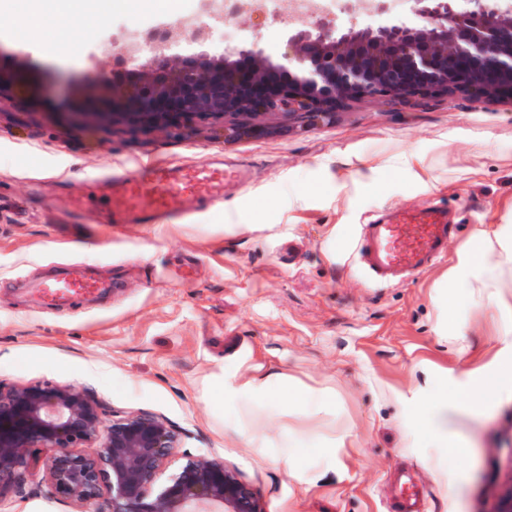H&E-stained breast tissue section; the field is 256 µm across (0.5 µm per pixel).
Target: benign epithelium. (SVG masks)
I'll use <instances>...</instances> for the list:
<instances>
[{
  "instance_id": "benign-epithelium-1",
  "label": "benign epithelium",
  "mask_w": 512,
  "mask_h": 512,
  "mask_svg": "<svg viewBox=\"0 0 512 512\" xmlns=\"http://www.w3.org/2000/svg\"><path fill=\"white\" fill-rule=\"evenodd\" d=\"M413 0L405 25L350 28L312 19L290 35L282 61L256 47L234 64L224 55L158 51L151 63L105 91L86 89L76 108L112 106V123L133 134L183 131L223 120L224 141L270 135L279 115L302 126L328 123L352 97L401 104L456 91L512 99L509 0ZM181 438L148 411L112 412L78 385L0 380V504L22 498L35 469L51 493L94 512H263L224 460L179 454Z\"/></svg>"
}]
</instances>
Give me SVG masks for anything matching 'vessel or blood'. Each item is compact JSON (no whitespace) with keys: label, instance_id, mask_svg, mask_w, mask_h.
Here are the masks:
<instances>
[{"label":"vessel or blood","instance_id":"1","mask_svg":"<svg viewBox=\"0 0 512 512\" xmlns=\"http://www.w3.org/2000/svg\"><path fill=\"white\" fill-rule=\"evenodd\" d=\"M250 178L248 164L220 156L194 166L149 162L99 175L92 192L66 196L64 212L74 223L96 207L106 224H180L193 210L223 199ZM457 229L441 209L397 210L388 223L365 225L356 261L376 284L403 281L443 258ZM99 286L97 279L75 265L64 277L42 283L41 288L47 300L59 303L92 295ZM397 481L400 494L392 512H425V498L411 477L404 473Z\"/></svg>","mask_w":512,"mask_h":512}]
</instances>
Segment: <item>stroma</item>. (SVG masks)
Segmentation results:
<instances>
[{
  "label": "stroma",
  "instance_id": "35a3bbf8",
  "mask_svg": "<svg viewBox=\"0 0 512 512\" xmlns=\"http://www.w3.org/2000/svg\"><path fill=\"white\" fill-rule=\"evenodd\" d=\"M116 12L72 33L54 54L0 43V380L80 385L103 408L150 411L183 451L223 458L264 512H390L408 471L427 512H496L512 490V391L468 408L467 370L498 348L501 320L481 284L451 293L449 271L477 234L512 225V100L467 93L394 106L355 98L332 123L232 143L203 133L132 136L87 122L66 84L113 79ZM243 48L278 59L287 21L241 15ZM243 161L251 182L183 224L70 223L60 197L87 178L152 158ZM449 207L448 256L412 281L378 288L351 261L362 225L395 207ZM105 282L93 299L45 303L35 287L71 265ZM289 378L334 404L299 412ZM448 394L466 451L404 433L398 393ZM345 435L341 450L334 439ZM5 512H74L40 477Z\"/></svg>",
  "mask_w": 512,
  "mask_h": 512
}]
</instances>
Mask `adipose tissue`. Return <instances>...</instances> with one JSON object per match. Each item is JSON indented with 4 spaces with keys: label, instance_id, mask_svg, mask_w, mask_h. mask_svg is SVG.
<instances>
[{
    "label": "adipose tissue",
    "instance_id": "obj_1",
    "mask_svg": "<svg viewBox=\"0 0 512 512\" xmlns=\"http://www.w3.org/2000/svg\"><path fill=\"white\" fill-rule=\"evenodd\" d=\"M90 14H65L64 0H41L39 16L28 18L12 30L0 33V40L8 42L17 38L29 41L34 46L42 47L44 52H51L50 44L44 43L40 32L44 29L57 30L64 35L85 26L87 16L104 19L117 9H125L130 14H137L147 0H89ZM479 246L467 250L449 276L452 287H470L475 279H499L507 270L512 269V225H501L499 230L488 234L479 233ZM500 348L493 360L481 368L470 371L469 376L479 381L485 396L491 397L512 385V326L500 331L497 337ZM424 429L431 433L433 443L438 448H453L457 442L448 428L446 407L431 409L414 408L405 417L403 429L412 432Z\"/></svg>",
    "mask_w": 512,
    "mask_h": 512
}]
</instances>
